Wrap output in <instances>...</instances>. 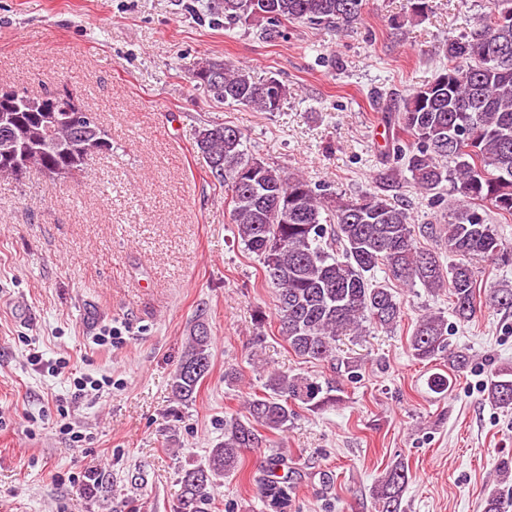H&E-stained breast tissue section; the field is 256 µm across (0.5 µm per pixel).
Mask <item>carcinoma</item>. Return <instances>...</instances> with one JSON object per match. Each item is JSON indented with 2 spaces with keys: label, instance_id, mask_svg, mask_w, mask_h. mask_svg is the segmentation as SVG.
I'll return each mask as SVG.
<instances>
[{
  "label": "carcinoma",
  "instance_id": "cac0c4a2",
  "mask_svg": "<svg viewBox=\"0 0 512 512\" xmlns=\"http://www.w3.org/2000/svg\"><path fill=\"white\" fill-rule=\"evenodd\" d=\"M367 0H208L207 10L224 19V27L260 29L269 40L288 24L347 30L363 20ZM490 9L465 34L450 38L448 59L427 84L384 110L397 127L394 159L420 189L441 201L455 195L446 224L416 226L410 205L364 192L337 197L316 192L301 175L249 155L243 133L228 124L198 130L195 150L214 180L230 195L234 234L262 264L265 282L275 289L280 332L294 353L307 360L336 365V338L361 336L366 325L391 331L402 321L404 301L374 273L381 269L402 287L417 285L429 293L446 288L458 321L474 319L487 304L512 309V288L479 289L470 260L504 259L508 247L487 215L512 217V0H489ZM429 0H407L405 17L428 16ZM208 68L191 70L217 101L261 112L279 109L287 89L274 77L257 81L250 69L220 58ZM43 99L59 106L74 99L71 89L54 85L36 97L0 86V177L20 181L32 167L43 174L83 170L90 155L112 151V137L97 121L81 129L69 112H44L30 103ZM442 241L457 260L444 263L441 253L417 245V235ZM444 312L428 310L417 320L408 346L421 362L442 361L443 372L428 378L430 389L448 394L455 373L470 356L450 349ZM213 337L199 314L174 372L176 400L188 402L212 369ZM341 388L301 374L269 372L263 391L245 402L241 416L224 420V441L206 462L181 469L176 512H212L217 479L239 470L247 453L285 432L295 407L324 411L340 401ZM485 397L495 407L512 410V365L494 370ZM285 459L276 452L266 460L267 475L257 486L264 505L274 500L288 512L295 494L289 475H280ZM498 485L484 499L483 512H508L512 491L500 485L512 476V459L498 468ZM409 484L407 464L397 461L378 479L373 498L379 512H402Z\"/></svg>",
  "mask_w": 512,
  "mask_h": 512
}]
</instances>
